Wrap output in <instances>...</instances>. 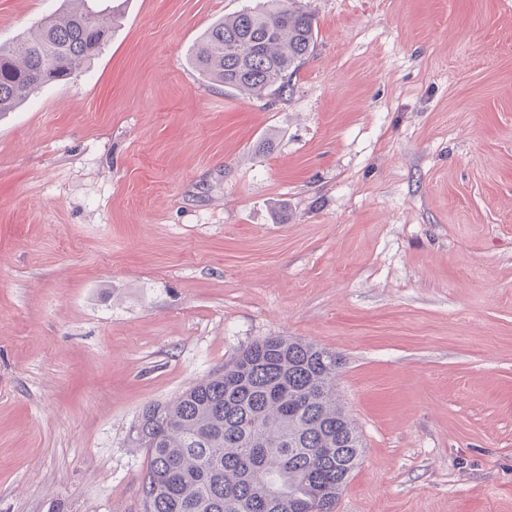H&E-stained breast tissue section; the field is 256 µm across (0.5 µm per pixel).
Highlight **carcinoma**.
Here are the masks:
<instances>
[{
  "label": "carcinoma",
  "mask_w": 512,
  "mask_h": 512,
  "mask_svg": "<svg viewBox=\"0 0 512 512\" xmlns=\"http://www.w3.org/2000/svg\"><path fill=\"white\" fill-rule=\"evenodd\" d=\"M0 44V115L42 77L68 80L106 45L116 12L89 0ZM301 0H262L215 21L193 59L225 87L282 100L316 48ZM342 357L300 339L269 336L173 401L143 407L131 429L146 449L143 512H337L365 451L336 397Z\"/></svg>",
  "instance_id": "cac0c4a2"
}]
</instances>
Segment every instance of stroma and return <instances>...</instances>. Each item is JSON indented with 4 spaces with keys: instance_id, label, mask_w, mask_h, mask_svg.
Instances as JSON below:
<instances>
[{
    "instance_id": "1",
    "label": "stroma",
    "mask_w": 512,
    "mask_h": 512,
    "mask_svg": "<svg viewBox=\"0 0 512 512\" xmlns=\"http://www.w3.org/2000/svg\"><path fill=\"white\" fill-rule=\"evenodd\" d=\"M256 2L126 0L0 118V512H142V408L268 336L343 360L338 512H512V0H303L283 101L191 62Z\"/></svg>"
}]
</instances>
